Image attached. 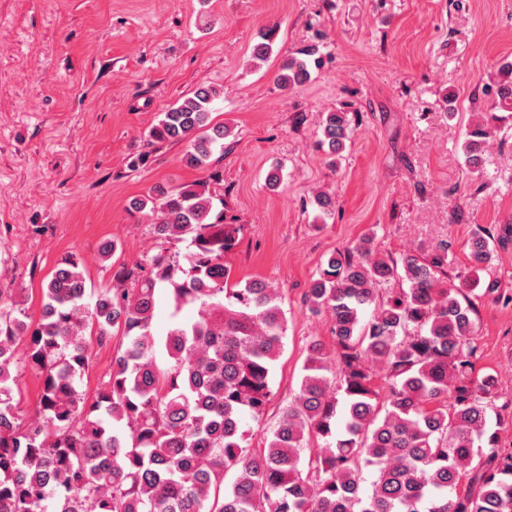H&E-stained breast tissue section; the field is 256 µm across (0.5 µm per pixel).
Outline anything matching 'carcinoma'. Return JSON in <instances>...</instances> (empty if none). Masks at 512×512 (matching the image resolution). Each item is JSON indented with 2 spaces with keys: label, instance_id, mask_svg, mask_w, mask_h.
<instances>
[{
  "label": "carcinoma",
  "instance_id": "cac0c4a2",
  "mask_svg": "<svg viewBox=\"0 0 512 512\" xmlns=\"http://www.w3.org/2000/svg\"><path fill=\"white\" fill-rule=\"evenodd\" d=\"M272 35L252 46L254 59L270 57ZM317 54L308 45L284 60L280 87H302ZM503 71L496 95L509 106L512 64ZM216 97L198 87L163 113L152 139L186 142L185 164L208 168L230 133L211 124ZM321 133L334 167L352 120L327 112ZM490 136L487 123L468 132L469 167L482 165ZM216 185H224V173L212 170L150 199L151 233L186 243L180 258L158 253L121 268L120 287L89 294L80 258L67 255L43 291L34 327L0 290V512H512V451L487 428L497 381L473 377L474 308L464 289L441 278L445 246L387 261L366 235L353 250L332 254L303 302L330 316L334 347L308 343L299 389L265 446L245 445V418L262 420L271 401L287 318L266 281H231L224 257L237 246L240 225L214 213ZM490 240L479 235L470 245L473 286L492 259ZM397 277L408 288L377 301L378 287ZM159 288L168 290L174 313H198L174 322L161 342L151 329ZM88 328L101 340L114 330L123 338L91 400L78 390L91 358ZM24 340L20 359L16 345ZM160 346L165 369L156 363ZM23 366L41 380L27 418L16 399ZM341 399L343 432L335 436ZM366 470L375 475L368 490Z\"/></svg>",
  "mask_w": 512,
  "mask_h": 512
}]
</instances>
